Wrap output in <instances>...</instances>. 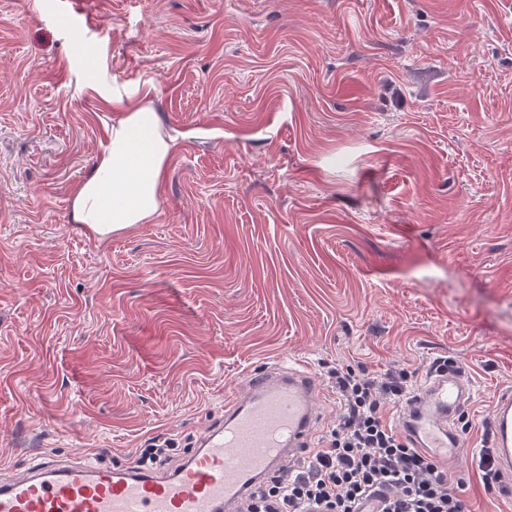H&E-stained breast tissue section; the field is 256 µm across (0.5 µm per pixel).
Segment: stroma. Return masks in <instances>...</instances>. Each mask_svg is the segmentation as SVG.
I'll return each instance as SVG.
<instances>
[{"label": "stroma", "mask_w": 512, "mask_h": 512, "mask_svg": "<svg viewBox=\"0 0 512 512\" xmlns=\"http://www.w3.org/2000/svg\"><path fill=\"white\" fill-rule=\"evenodd\" d=\"M0 0V474L180 458L249 373L457 364L470 512L512 391V0ZM149 93L179 148L162 213L97 240L70 194Z\"/></svg>", "instance_id": "obj_1"}]
</instances>
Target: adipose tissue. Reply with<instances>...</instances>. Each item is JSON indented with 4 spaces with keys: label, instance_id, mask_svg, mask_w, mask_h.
<instances>
[{
    "label": "adipose tissue",
    "instance_id": "adipose-tissue-1",
    "mask_svg": "<svg viewBox=\"0 0 512 512\" xmlns=\"http://www.w3.org/2000/svg\"><path fill=\"white\" fill-rule=\"evenodd\" d=\"M105 136L93 169L70 197L73 223L100 239L159 217L164 176L177 146L147 102L128 105L106 123Z\"/></svg>",
    "mask_w": 512,
    "mask_h": 512
}]
</instances>
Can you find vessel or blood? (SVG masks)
<instances>
[{"instance_id":"obj_1","label":"vessel or blood","mask_w":512,"mask_h":512,"mask_svg":"<svg viewBox=\"0 0 512 512\" xmlns=\"http://www.w3.org/2000/svg\"><path fill=\"white\" fill-rule=\"evenodd\" d=\"M473 390L456 366L437 369L409 395L399 429L440 464L456 459L455 420ZM321 422L315 371L295 360L250 375L244 395L224 403V424L208 431L169 475L92 460L44 457L25 474L0 479V512H243L274 473L303 459ZM492 459L512 485V393L498 396Z\"/></svg>"}]
</instances>
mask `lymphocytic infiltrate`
Returning a JSON list of instances; mask_svg holds the SVG:
<instances>
[{"instance_id": "lymphocytic-infiltrate-1", "label": "lymphocytic infiltrate", "mask_w": 512, "mask_h": 512, "mask_svg": "<svg viewBox=\"0 0 512 512\" xmlns=\"http://www.w3.org/2000/svg\"><path fill=\"white\" fill-rule=\"evenodd\" d=\"M340 399L338 423L288 475L272 477L246 512H358L382 489V512H465L447 470L413 448L386 418L389 404L405 403L409 376L383 378L364 369L333 371Z\"/></svg>"}]
</instances>
